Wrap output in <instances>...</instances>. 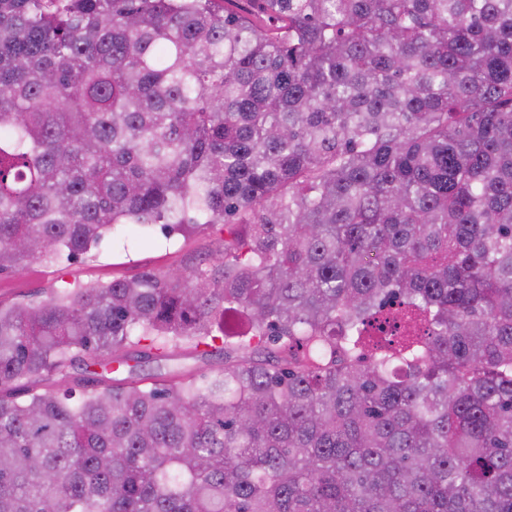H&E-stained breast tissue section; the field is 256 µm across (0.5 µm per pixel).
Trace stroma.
Returning <instances> with one entry per match:
<instances>
[{
  "instance_id": "stroma-1",
  "label": "stroma",
  "mask_w": 512,
  "mask_h": 512,
  "mask_svg": "<svg viewBox=\"0 0 512 512\" xmlns=\"http://www.w3.org/2000/svg\"><path fill=\"white\" fill-rule=\"evenodd\" d=\"M217 246L218 235L211 228L186 237L157 227L145 238L128 227L105 239L94 258L65 260L53 266L36 263L21 271L1 273L0 303L40 302L77 284L129 279L146 269L166 271L188 258L207 255Z\"/></svg>"
}]
</instances>
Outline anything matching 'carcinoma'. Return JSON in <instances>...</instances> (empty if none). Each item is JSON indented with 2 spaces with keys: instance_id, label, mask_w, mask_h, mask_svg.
I'll return each instance as SVG.
<instances>
[{
  "instance_id": "1",
  "label": "carcinoma",
  "mask_w": 512,
  "mask_h": 512,
  "mask_svg": "<svg viewBox=\"0 0 512 512\" xmlns=\"http://www.w3.org/2000/svg\"><path fill=\"white\" fill-rule=\"evenodd\" d=\"M120 224L218 256L0 304V512H512V0H0V273ZM171 350L173 354V360H171L170 363L186 369L198 368L202 372H207L211 368L217 366L221 361L220 357L218 356H214L208 360L201 361L188 354L183 346L172 348Z\"/></svg>"
}]
</instances>
